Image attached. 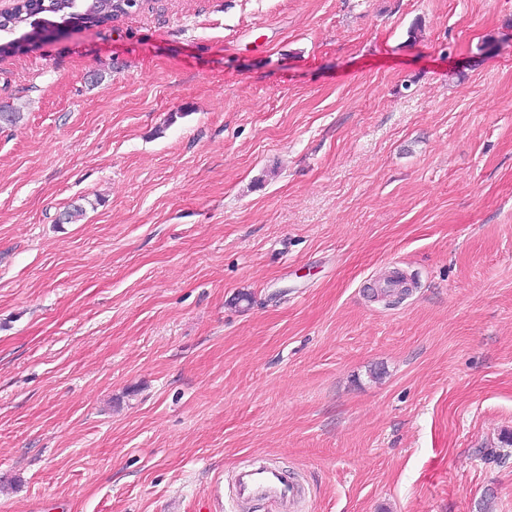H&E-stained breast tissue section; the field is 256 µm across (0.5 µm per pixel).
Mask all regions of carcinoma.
Segmentation results:
<instances>
[{
  "label": "carcinoma",
  "instance_id": "obj_1",
  "mask_svg": "<svg viewBox=\"0 0 512 512\" xmlns=\"http://www.w3.org/2000/svg\"><path fill=\"white\" fill-rule=\"evenodd\" d=\"M137 0L132 10H123L117 0H18L12 11L0 13V57L14 54L25 44H34L40 29L39 15L51 14L60 22L93 27L131 14L140 7Z\"/></svg>",
  "mask_w": 512,
  "mask_h": 512
}]
</instances>
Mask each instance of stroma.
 I'll return each mask as SVG.
<instances>
[{"instance_id": "obj_1", "label": "stroma", "mask_w": 512, "mask_h": 512, "mask_svg": "<svg viewBox=\"0 0 512 512\" xmlns=\"http://www.w3.org/2000/svg\"><path fill=\"white\" fill-rule=\"evenodd\" d=\"M1 110L0 512H512V0H145ZM233 500L294 505L303 495L299 483L286 471L272 465H258L238 471L232 482Z\"/></svg>"}]
</instances>
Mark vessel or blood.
Masks as SVG:
<instances>
[{
    "label": "vessel or blood",
    "mask_w": 512,
    "mask_h": 512,
    "mask_svg": "<svg viewBox=\"0 0 512 512\" xmlns=\"http://www.w3.org/2000/svg\"><path fill=\"white\" fill-rule=\"evenodd\" d=\"M232 493L237 501L262 502L285 508L297 503L303 489L286 471L272 465H258L235 474Z\"/></svg>",
    "instance_id": "1"
}]
</instances>
